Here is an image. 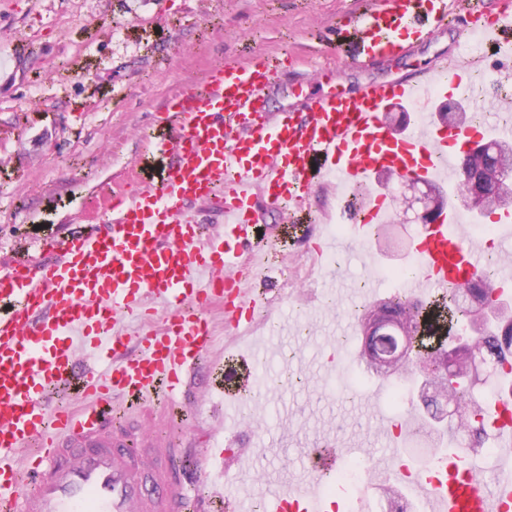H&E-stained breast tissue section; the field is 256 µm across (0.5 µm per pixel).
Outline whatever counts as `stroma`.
Wrapping results in <instances>:
<instances>
[{
  "mask_svg": "<svg viewBox=\"0 0 512 512\" xmlns=\"http://www.w3.org/2000/svg\"><path fill=\"white\" fill-rule=\"evenodd\" d=\"M370 0H0V267L28 258L30 240L69 237L106 225L107 197L130 178L157 175L166 159L149 143L160 106L180 85L225 61L285 56L312 74L338 27L361 21ZM483 76L501 111L512 113V59L485 49ZM265 227L275 255L265 289L273 303L254 328L233 336L213 309L214 344L208 402L177 419L184 444L210 448L216 484L236 487L263 512H278L276 495L307 475L306 449L322 442L373 457L379 469H418L447 438L406 444L401 418L422 414L425 391L407 381L401 409L390 386L361 373L346 399L332 359L358 352L347 334L349 312L401 291L386 269L407 266L417 227L392 223L390 238L364 248L339 240L341 267L311 262L321 223L283 224L269 206ZM269 340L247 416L232 438L211 435L226 395L224 355ZM245 451L244 476L225 470L226 447Z\"/></svg>",
  "mask_w": 512,
  "mask_h": 512,
  "instance_id": "stroma-1",
  "label": "stroma"
}]
</instances>
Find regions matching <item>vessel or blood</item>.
Segmentation results:
<instances>
[{
	"label": "vessel or blood",
	"instance_id": "b4317fda",
	"mask_svg": "<svg viewBox=\"0 0 512 512\" xmlns=\"http://www.w3.org/2000/svg\"><path fill=\"white\" fill-rule=\"evenodd\" d=\"M448 26L447 6L428 0H382L348 31L337 61L317 69L315 93L282 86L280 59L221 63L163 104L164 134L150 148L173 158L158 181L114 193L108 231L48 239L45 258L0 269V512H239L237 501L203 494L209 470L186 449L151 430L150 403L197 392V371L212 342L208 313L221 307L229 326L250 324L259 304L243 285L266 282L259 199L286 206L289 222L313 195L368 185L378 174L442 182L469 142L484 133L428 120L396 133L394 106L435 108L461 87L476 59L450 63L438 50L414 63V42ZM466 34L512 54V12L493 23L473 20ZM380 56L401 58L398 76H368ZM365 73L344 89V70ZM280 87L278 110L266 95ZM214 199L224 223L202 237L183 217L186 204ZM396 199L370 195L358 226L387 222ZM463 214L441 212L413 239L417 295L456 293L478 276L485 256L459 229ZM254 355L227 359L225 393L246 400ZM76 389L80 412L55 404ZM505 450L497 478L485 483L475 457L432 460L438 476L421 484L425 512H507L512 507V392L489 409ZM25 461H18L21 449ZM295 512H328L323 497L297 489L283 497Z\"/></svg>",
	"mask_w": 512,
	"mask_h": 512
}]
</instances>
